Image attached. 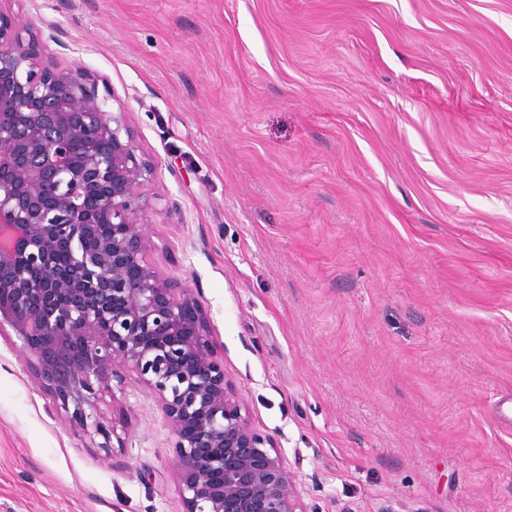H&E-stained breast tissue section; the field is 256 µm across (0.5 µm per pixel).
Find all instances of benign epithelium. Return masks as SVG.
Masks as SVG:
<instances>
[{
  "label": "benign epithelium",
  "instance_id": "7a95c632",
  "mask_svg": "<svg viewBox=\"0 0 512 512\" xmlns=\"http://www.w3.org/2000/svg\"><path fill=\"white\" fill-rule=\"evenodd\" d=\"M27 32L0 11V335L15 333L95 448L114 434L103 393L136 373L170 423L185 512H303L272 439L241 414L191 290L145 262L154 169L127 112Z\"/></svg>",
  "mask_w": 512,
  "mask_h": 512
}]
</instances>
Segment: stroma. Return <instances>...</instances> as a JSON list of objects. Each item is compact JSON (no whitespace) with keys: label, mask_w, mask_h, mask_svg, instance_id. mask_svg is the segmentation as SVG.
<instances>
[{"label":"stroma","mask_w":512,"mask_h":512,"mask_svg":"<svg viewBox=\"0 0 512 512\" xmlns=\"http://www.w3.org/2000/svg\"><path fill=\"white\" fill-rule=\"evenodd\" d=\"M124 107L304 512H512V0H0ZM76 433L0 335V512H184L136 374Z\"/></svg>","instance_id":"35a3bbf8"}]
</instances>
